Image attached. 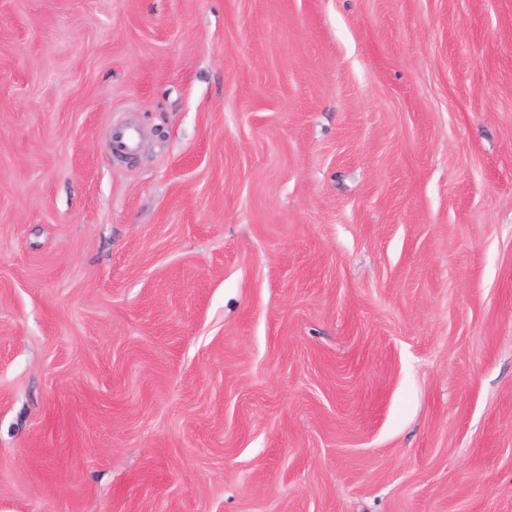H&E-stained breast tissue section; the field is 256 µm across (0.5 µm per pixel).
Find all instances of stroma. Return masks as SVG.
Returning <instances> with one entry per match:
<instances>
[{
  "mask_svg": "<svg viewBox=\"0 0 512 512\" xmlns=\"http://www.w3.org/2000/svg\"><path fill=\"white\" fill-rule=\"evenodd\" d=\"M0 512H512V0H0Z\"/></svg>",
  "mask_w": 512,
  "mask_h": 512,
  "instance_id": "1",
  "label": "stroma"
}]
</instances>
